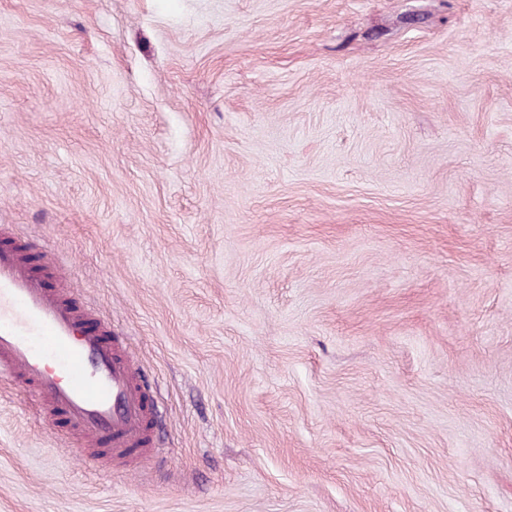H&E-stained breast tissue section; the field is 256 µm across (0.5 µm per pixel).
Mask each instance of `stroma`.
<instances>
[{"mask_svg":"<svg viewBox=\"0 0 512 512\" xmlns=\"http://www.w3.org/2000/svg\"><path fill=\"white\" fill-rule=\"evenodd\" d=\"M1 224L168 415L0 512H512V0H0Z\"/></svg>","mask_w":512,"mask_h":512,"instance_id":"1","label":"stroma"}]
</instances>
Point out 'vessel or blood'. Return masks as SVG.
Returning a JSON list of instances; mask_svg holds the SVG:
<instances>
[{"mask_svg": "<svg viewBox=\"0 0 512 512\" xmlns=\"http://www.w3.org/2000/svg\"><path fill=\"white\" fill-rule=\"evenodd\" d=\"M37 401L73 453L129 469L149 457L160 423L156 389L127 338L67 285L58 261L0 226V375Z\"/></svg>", "mask_w": 512, "mask_h": 512, "instance_id": "obj_1", "label": "vessel or blood"}]
</instances>
